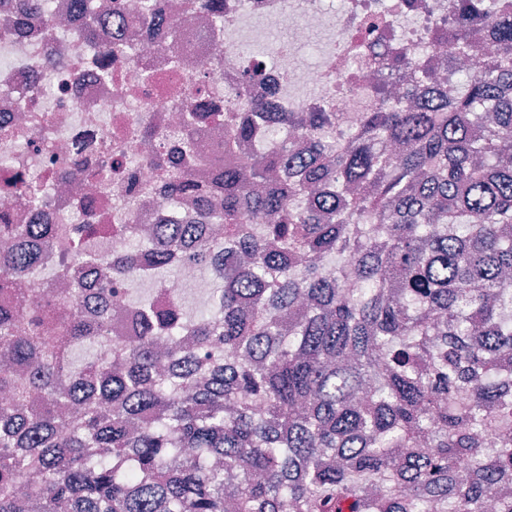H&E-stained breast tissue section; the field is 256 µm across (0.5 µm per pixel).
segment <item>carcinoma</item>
Here are the masks:
<instances>
[{
  "mask_svg": "<svg viewBox=\"0 0 512 512\" xmlns=\"http://www.w3.org/2000/svg\"><path fill=\"white\" fill-rule=\"evenodd\" d=\"M13 3L49 24L51 0H0ZM139 7L163 23L154 0ZM491 8L452 0L448 67L482 52L472 26ZM499 9V54L454 96L410 88L415 105L362 113L335 151L320 140L337 112L185 113L192 157L197 122L224 123L210 184L188 171L170 191L201 223L159 224L116 264L93 239L131 224L0 222V512H484L512 480V323L498 313L512 301V6ZM274 121L297 138L274 130L279 147L240 166ZM54 246L52 277L70 287L47 300L12 272ZM175 262L215 274L194 316L110 287L115 268L157 282ZM115 303L132 347L112 335ZM104 343L111 358L74 366L76 348Z\"/></svg>",
  "mask_w": 512,
  "mask_h": 512,
  "instance_id": "cac0c4a2",
  "label": "carcinoma"
}]
</instances>
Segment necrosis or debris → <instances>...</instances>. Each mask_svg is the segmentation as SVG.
<instances>
[{
  "instance_id": "necrosis-or-debris-1",
  "label": "necrosis or debris",
  "mask_w": 512,
  "mask_h": 512,
  "mask_svg": "<svg viewBox=\"0 0 512 512\" xmlns=\"http://www.w3.org/2000/svg\"><path fill=\"white\" fill-rule=\"evenodd\" d=\"M107 13L95 38L81 34L76 0H53L50 31L0 12V215L18 224H82L69 195L91 193L98 223L146 228L165 223L166 182L191 161L183 149L187 105L201 112H245L270 103L278 112H339L357 130L386 81L399 102L405 78L383 79L380 57L410 62L413 75L435 70L453 86L447 45L449 0H224L221 37L203 42L190 0H158L180 34L177 49L164 31L139 21V0H97ZM286 32L274 54L262 48L274 29ZM329 31L314 62L300 55ZM111 51L109 76L95 62ZM120 165L106 180L79 179L97 164ZM39 182L48 201L34 211L15 179Z\"/></svg>"
}]
</instances>
